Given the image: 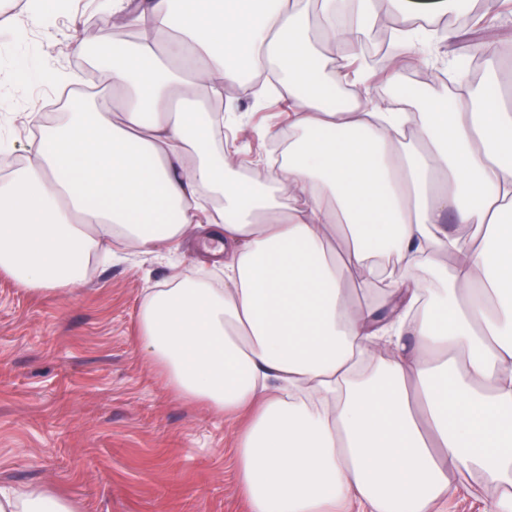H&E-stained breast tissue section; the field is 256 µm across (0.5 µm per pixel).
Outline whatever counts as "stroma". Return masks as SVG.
Here are the masks:
<instances>
[{"instance_id":"obj_1","label":"stroma","mask_w":512,"mask_h":512,"mask_svg":"<svg viewBox=\"0 0 512 512\" xmlns=\"http://www.w3.org/2000/svg\"><path fill=\"white\" fill-rule=\"evenodd\" d=\"M112 2L72 0L67 16L32 26L26 0H0V142L13 166L31 155L57 93L43 72H92L68 45L85 39L91 19L112 42ZM463 51L457 39L440 57L409 56L395 81L371 69L355 93L382 108L439 95L456 81ZM224 96L239 113L224 132L238 174L267 177L269 167L249 161L281 146L277 95ZM203 258L198 240L165 260L131 248L90 264L76 287L40 293L0 274V484L51 485L82 512H248L236 471L241 420L176 397L137 349L143 289L204 268L223 282V264Z\"/></svg>"}]
</instances>
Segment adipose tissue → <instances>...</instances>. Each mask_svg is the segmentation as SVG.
Instances as JSON below:
<instances>
[{
    "mask_svg": "<svg viewBox=\"0 0 512 512\" xmlns=\"http://www.w3.org/2000/svg\"><path fill=\"white\" fill-rule=\"evenodd\" d=\"M390 5L426 54L422 14ZM112 14L148 36L113 42V96L43 128L0 178V273L54 291L113 243L160 255L207 236L223 287L145 289L138 350L178 396L246 415L249 512H439L455 476L496 489L484 512H512V107L465 81L411 127L328 101L373 0H320L316 31L309 0H114ZM268 73L294 137L278 170L242 180L224 90L259 96ZM0 512L80 506L27 484L0 489Z\"/></svg>",
    "mask_w": 512,
    "mask_h": 512,
    "instance_id": "adipose-tissue-1",
    "label": "adipose tissue"
}]
</instances>
